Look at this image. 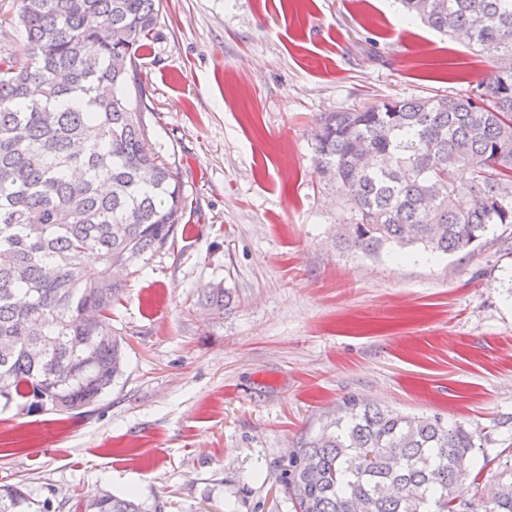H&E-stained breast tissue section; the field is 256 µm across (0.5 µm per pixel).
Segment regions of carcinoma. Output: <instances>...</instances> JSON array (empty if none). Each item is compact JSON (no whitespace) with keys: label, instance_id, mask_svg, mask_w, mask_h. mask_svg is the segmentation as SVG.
I'll use <instances>...</instances> for the list:
<instances>
[{"label":"carcinoma","instance_id":"cac0c4a2","mask_svg":"<svg viewBox=\"0 0 512 512\" xmlns=\"http://www.w3.org/2000/svg\"><path fill=\"white\" fill-rule=\"evenodd\" d=\"M406 19L485 54L492 73L458 96L389 99L331 112L315 167L349 218L339 239L375 255L453 254L512 224V0H401ZM160 0H21L29 56L0 60V399L29 413L95 403L125 367L115 269L164 247L184 196L150 143L137 73ZM466 194L467 207L456 203ZM221 285L201 288L214 312ZM497 466L484 512H512V448L494 454L461 423L356 399L298 446L281 474L295 512H466L464 482ZM0 512H53L25 484ZM84 512H142L103 494Z\"/></svg>","mask_w":512,"mask_h":512}]
</instances>
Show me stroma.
Masks as SVG:
<instances>
[{"label": "stroma", "instance_id": "35a3bbf8", "mask_svg": "<svg viewBox=\"0 0 512 512\" xmlns=\"http://www.w3.org/2000/svg\"><path fill=\"white\" fill-rule=\"evenodd\" d=\"M19 3L0 0L1 59L27 56ZM491 71L399 0H162L138 72L182 221L122 275L126 367L95 405L0 401V485L55 512L105 492L145 512H293L279 476L350 398L512 446V224L451 255H365L340 243L314 163L320 115ZM213 283L231 292L218 314L198 304Z\"/></svg>", "mask_w": 512, "mask_h": 512}]
</instances>
